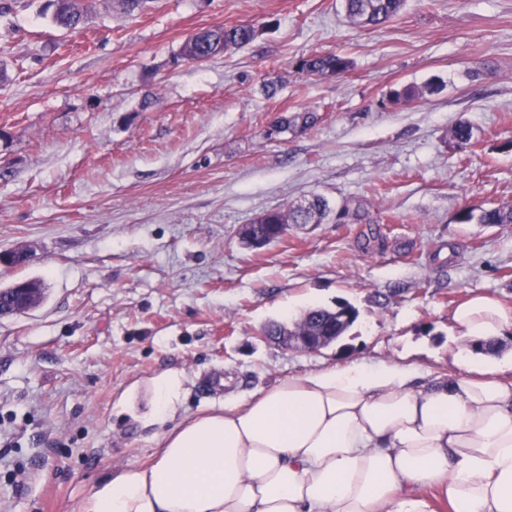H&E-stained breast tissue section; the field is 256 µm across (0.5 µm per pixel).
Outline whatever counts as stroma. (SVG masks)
<instances>
[{
	"label": "stroma",
	"mask_w": 512,
	"mask_h": 512,
	"mask_svg": "<svg viewBox=\"0 0 512 512\" xmlns=\"http://www.w3.org/2000/svg\"><path fill=\"white\" fill-rule=\"evenodd\" d=\"M44 5L0 14V253L29 255L0 288L43 290L0 318V512H79L155 459L167 425L123 397L165 370L185 377L182 416L352 360L447 372L466 348L453 309L512 306V224L478 219L512 204V0H406L376 28L341 0H94L73 32ZM269 20L245 48L177 59L202 29ZM331 51L348 72L296 71ZM402 86L423 95L392 102ZM303 110L314 126L268 136ZM315 196L332 221L244 246L245 224ZM342 301L357 320L325 347L264 334Z\"/></svg>",
	"instance_id": "obj_1"
}]
</instances>
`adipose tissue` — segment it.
<instances>
[{
	"instance_id": "1",
	"label": "adipose tissue",
	"mask_w": 512,
	"mask_h": 512,
	"mask_svg": "<svg viewBox=\"0 0 512 512\" xmlns=\"http://www.w3.org/2000/svg\"><path fill=\"white\" fill-rule=\"evenodd\" d=\"M459 370L354 360L243 404L176 419L180 373L150 384L145 421L174 427L149 464L103 480L81 512H512V382L487 351L512 328L491 295L458 305Z\"/></svg>"
}]
</instances>
